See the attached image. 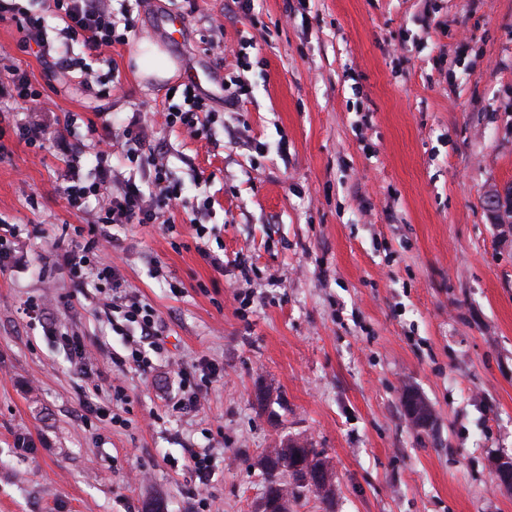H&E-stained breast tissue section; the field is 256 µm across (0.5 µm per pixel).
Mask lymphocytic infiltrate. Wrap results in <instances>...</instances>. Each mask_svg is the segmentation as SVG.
<instances>
[{"mask_svg": "<svg viewBox=\"0 0 512 512\" xmlns=\"http://www.w3.org/2000/svg\"><path fill=\"white\" fill-rule=\"evenodd\" d=\"M53 4L56 17L63 23V40L58 44L48 40L45 17L23 11L16 0H0V21L14 22L24 47H36L40 56H57L63 65L79 70L83 89L94 92L96 81L89 70L88 58L100 55L103 48L124 40L118 31L120 22L110 8V0H53ZM75 41L81 43L85 52L79 59L69 56ZM101 129L93 176L82 174L78 149H70L67 154L69 178L63 188L65 199L71 209L89 215L86 226L75 227L77 239L64 253L72 270V283L77 288L83 285L84 268L91 264L107 241L109 227L162 223L165 213L181 199L180 192L168 180L160 148L152 144L154 135L149 126L142 123L117 125L106 120ZM119 141L126 146L127 160L147 169L150 192H143L136 183L128 181L122 183L119 193L103 196V188L110 186L116 177L112 147ZM92 196L102 197L103 202L91 213L87 210V202ZM124 318L140 329V336L131 346L126 360L136 369H146L150 365V352L159 347L162 320L154 309L130 300L124 304Z\"/></svg>", "mask_w": 512, "mask_h": 512, "instance_id": "obj_1", "label": "lymphocytic infiltrate"}]
</instances>
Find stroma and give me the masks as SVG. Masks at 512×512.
Returning a JSON list of instances; mask_svg holds the SVG:
<instances>
[{"label":"stroma","mask_w":512,"mask_h":512,"mask_svg":"<svg viewBox=\"0 0 512 512\" xmlns=\"http://www.w3.org/2000/svg\"><path fill=\"white\" fill-rule=\"evenodd\" d=\"M112 7L129 42L91 66L122 85L114 97L88 96L0 22V77L20 68L54 102L37 115L46 148L0 140V224L19 227L0 271V512H205L203 486L206 512H258V461L286 438L321 451L335 484L330 503L307 492L288 512H512L492 476L512 457V224L486 206L512 187V0ZM213 17L220 58L206 51ZM143 39L179 75L137 77ZM187 70L218 115L197 139L165 124ZM103 112L153 128L184 205L170 230L113 227L94 265H116V281L88 274L77 291L64 229L85 219L52 139L65 130L91 170L87 124ZM116 287L164 322L147 372L120 362L139 330L113 331ZM60 331L83 337L90 375ZM180 366L191 385L216 376L176 413ZM406 390L431 407L428 427L405 418ZM190 448L210 456L206 477L185 466Z\"/></svg>","instance_id":"1"}]
</instances>
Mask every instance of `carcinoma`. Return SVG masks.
I'll return each instance as SVG.
<instances>
[{
	"label": "carcinoma",
	"instance_id": "obj_1",
	"mask_svg": "<svg viewBox=\"0 0 512 512\" xmlns=\"http://www.w3.org/2000/svg\"><path fill=\"white\" fill-rule=\"evenodd\" d=\"M402 405L410 421L418 426H427L432 419L429 406L415 393L407 392ZM327 461L306 442L290 439L276 448L268 449L259 459L266 483L265 495L281 500V512H288V502L296 497V487L291 482L297 468H321Z\"/></svg>",
	"mask_w": 512,
	"mask_h": 512
}]
</instances>
